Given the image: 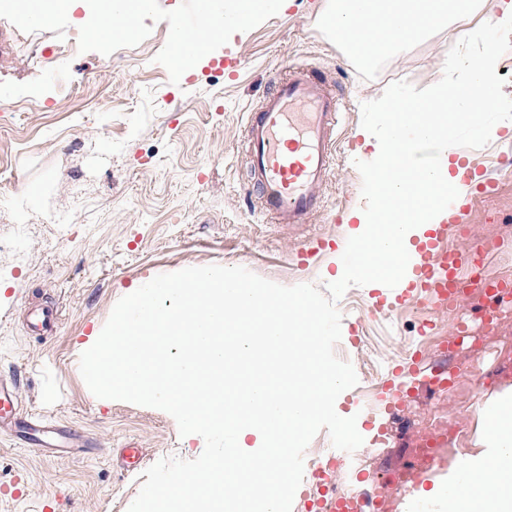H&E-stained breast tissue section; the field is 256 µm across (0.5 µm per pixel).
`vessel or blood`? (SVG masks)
<instances>
[{"mask_svg": "<svg viewBox=\"0 0 512 512\" xmlns=\"http://www.w3.org/2000/svg\"><path fill=\"white\" fill-rule=\"evenodd\" d=\"M339 112V100L324 73L292 67L275 78L272 92L248 114L249 177L260 208L270 213L275 223L306 224L318 210ZM496 192L493 182L476 185L462 181L459 196L449 207V223L468 224L477 200ZM489 248V243L481 241L465 251L433 243L421 247L409 260L415 287L440 307L474 308L484 320H491L503 282L461 276L462 270ZM0 429L13 430L23 445L40 451L46 450L52 439L70 436L68 429L41 416L20 417L15 388L1 381Z\"/></svg>", "mask_w": 512, "mask_h": 512, "instance_id": "obj_1", "label": "vessel or blood"}]
</instances>
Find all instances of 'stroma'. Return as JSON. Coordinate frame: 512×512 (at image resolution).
Instances as JSON below:
<instances>
[{
    "mask_svg": "<svg viewBox=\"0 0 512 512\" xmlns=\"http://www.w3.org/2000/svg\"><path fill=\"white\" fill-rule=\"evenodd\" d=\"M499 0L454 27L431 29L399 53L364 64L337 45L325 21V0H288L251 23H237L233 0H212L224 23L220 41L172 73L173 22L189 18L190 0H163L146 14L130 10L134 29L112 38L111 61L94 38L85 10L55 13L39 25L0 18V380L15 386L25 412L60 420L74 432L69 453H43L0 434V512H128L145 478L127 467L123 449L140 448L145 465L200 456V435L180 436L167 412L93 395L79 359L102 331L117 301L141 281L188 267L242 266L283 286L325 287L336 257L363 207L356 161H370L361 105L406 81L423 89L443 75L448 51L464 31L495 21ZM190 20V18H189ZM190 20L188 32L199 30ZM70 46L57 69L40 66L43 49ZM228 55L242 60L236 77L219 70ZM321 68L345 109L336 129L333 161L322 186L323 206L307 224H276L255 205L248 187L246 114L270 92L287 65ZM480 181L499 185L478 206L471 228L452 232L456 248L471 235L499 241L485 272L512 281V154L498 142L479 148ZM65 226L52 224L57 212ZM325 240L307 262L301 249ZM380 286L350 287L338 301L337 344L357 377V391L336 400L340 416L357 400L386 403L401 347L435 350L455 321L478 313L445 311L423 297L396 311ZM58 309L50 336L28 332L31 311ZM512 393V369H501L466 392L462 412L484 452L485 407ZM415 446L410 424L395 421L380 471L406 468Z\"/></svg>",
    "mask_w": 512,
    "mask_h": 512,
    "instance_id": "stroma-1",
    "label": "stroma"
}]
</instances>
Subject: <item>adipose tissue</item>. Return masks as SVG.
I'll return each mask as SVG.
<instances>
[{"label":"adipose tissue","instance_id":"ef3b65f1","mask_svg":"<svg viewBox=\"0 0 512 512\" xmlns=\"http://www.w3.org/2000/svg\"><path fill=\"white\" fill-rule=\"evenodd\" d=\"M479 0H329L326 17L331 30L347 34L350 52L369 64L402 49L431 27L450 23L474 11ZM488 432L487 454L461 461L452 482L435 486L428 494L444 512H455L454 486L472 480L479 486L470 499V512H512V494L503 485L512 483V395L508 394L484 411Z\"/></svg>","mask_w":512,"mask_h":512}]
</instances>
